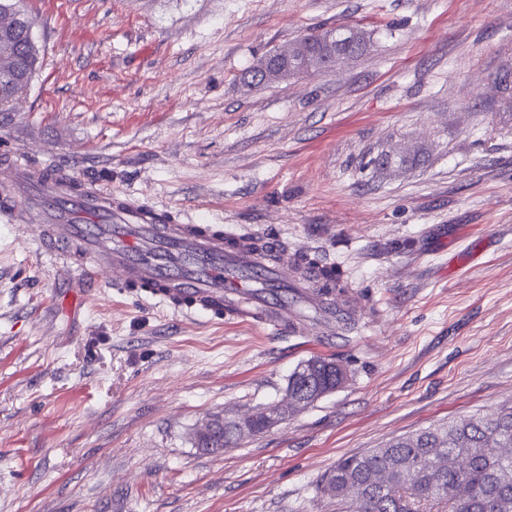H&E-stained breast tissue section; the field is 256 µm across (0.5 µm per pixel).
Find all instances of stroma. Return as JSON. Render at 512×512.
Returning a JSON list of instances; mask_svg holds the SVG:
<instances>
[{"instance_id": "obj_1", "label": "stroma", "mask_w": 512, "mask_h": 512, "mask_svg": "<svg viewBox=\"0 0 512 512\" xmlns=\"http://www.w3.org/2000/svg\"><path fill=\"white\" fill-rule=\"evenodd\" d=\"M40 68L0 150L174 221L336 268L350 325L185 315L0 222V512H336L345 455L512 404V0H22ZM369 33L335 69L249 89L268 52ZM314 356L347 381L205 454Z\"/></svg>"}]
</instances>
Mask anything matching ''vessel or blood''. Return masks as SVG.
<instances>
[{"instance_id":"b4317fda","label":"vessel or blood","mask_w":512,"mask_h":512,"mask_svg":"<svg viewBox=\"0 0 512 512\" xmlns=\"http://www.w3.org/2000/svg\"><path fill=\"white\" fill-rule=\"evenodd\" d=\"M0 195V220L33 225L48 255H82L84 281L118 275L122 290H138L187 312L227 311L239 323L277 330L299 315L276 294L255 295V280L280 282L287 255L211 224H176L140 204L87 185L63 171L44 170L13 155Z\"/></svg>"}]
</instances>
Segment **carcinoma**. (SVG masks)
<instances>
[{"mask_svg":"<svg viewBox=\"0 0 512 512\" xmlns=\"http://www.w3.org/2000/svg\"><path fill=\"white\" fill-rule=\"evenodd\" d=\"M31 18L9 32L0 34L21 56L27 69L35 74L39 50L33 39ZM336 30L320 33V42L312 41L308 60L313 70L328 69L326 60L333 52L361 55L369 36L353 29L349 38L339 42ZM318 293L330 296L342 292L340 276L332 269L320 272ZM308 362L320 365V375L310 381L298 379L300 389L322 388L327 395L340 387L341 371L334 361L314 357ZM235 444L228 431L214 435L199 450L218 454ZM512 406L501 408L492 417L471 416L436 428L420 430L392 440L381 448L341 457L328 476L336 486V502L349 512H420L422 505L443 504L448 512H512Z\"/></svg>","mask_w":512,"mask_h":512,"instance_id":"obj_1","label":"carcinoma"}]
</instances>
